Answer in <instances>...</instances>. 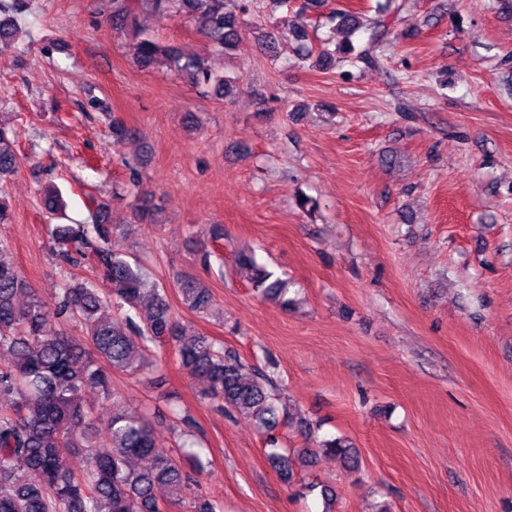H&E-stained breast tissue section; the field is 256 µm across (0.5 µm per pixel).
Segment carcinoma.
<instances>
[{
  "instance_id": "obj_1",
  "label": "carcinoma",
  "mask_w": 512,
  "mask_h": 512,
  "mask_svg": "<svg viewBox=\"0 0 512 512\" xmlns=\"http://www.w3.org/2000/svg\"><path fill=\"white\" fill-rule=\"evenodd\" d=\"M130 0H112V25L132 29L139 37L137 61L142 67L160 64L188 77L192 85L211 89L218 98L234 91L233 80L215 74L206 57L188 55L136 29ZM152 12L176 13L197 24L210 52H232L250 14L252 0H136ZM24 0L0 2V47L11 44L13 20ZM328 19L333 30L317 52L327 70L344 62L373 65V46L356 47L351 36L380 27L349 9H335ZM346 33L336 42V31ZM300 60L312 56L304 29L288 32ZM18 166L7 132L0 128V177ZM117 225L108 207L96 206L90 224H58L53 238L60 257L90 256L100 280L66 285L48 303L7 258L0 240V512H166L175 500L189 499L190 512H221L219 504L199 492L195 476L204 472L201 451L189 441L196 428L191 416L173 413L182 439L177 456L160 451L149 412L126 406L112 386L115 374L154 372L149 354L173 341L180 367L203 381V397L230 413L255 418L269 433L279 420L281 393L270 376L248 371L224 343L188 332L175 317L167 292L149 281L142 265L111 249ZM236 262L252 271L251 281L263 299L281 307L294 304L291 283L258 264L255 255L241 252ZM184 303L200 315L211 314L214 297L194 278L178 284ZM113 311L119 322L106 317ZM77 323L84 340L70 336L66 326ZM97 392L107 406L103 419L92 417L84 403ZM350 464L355 447L344 437L319 442L316 448L291 453L273 448L268 460L281 481L290 483L294 469L309 467L318 451ZM85 454L84 465L63 464L66 454ZM38 476L33 483L27 478Z\"/></svg>"
}]
</instances>
